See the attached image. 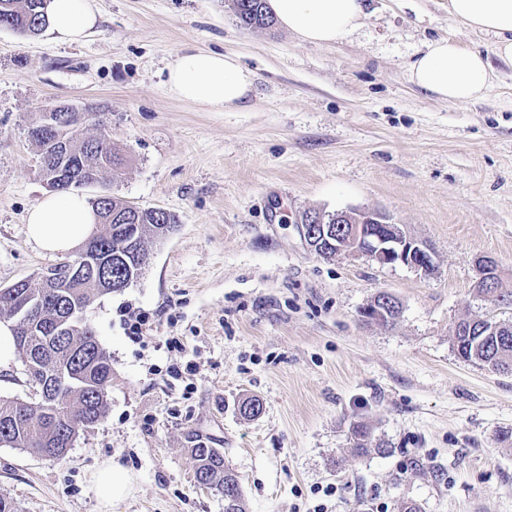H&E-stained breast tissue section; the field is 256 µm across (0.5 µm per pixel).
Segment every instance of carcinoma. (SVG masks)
I'll use <instances>...</instances> for the list:
<instances>
[{
  "label": "carcinoma",
  "instance_id": "obj_1",
  "mask_svg": "<svg viewBox=\"0 0 512 512\" xmlns=\"http://www.w3.org/2000/svg\"><path fill=\"white\" fill-rule=\"evenodd\" d=\"M42 0H0V27L21 34L43 31L49 26L42 13ZM240 26H273L266 0H232ZM71 155L59 157L56 165L69 168L77 157L87 167L99 166L117 178L123 157L104 140L106 132L84 137L68 131ZM100 228L90 237V256L106 265L69 273V265L47 267L32 280L14 288H0V317L14 321L15 346L22 359L26 383L35 398L0 397V446L19 448L31 454L62 459L76 439L77 425H95L105 417L108 388L112 383V357L100 344L86 312L99 297L121 292L137 280L146 265L145 241H162L177 228V216L157 208H140L124 223L117 218L128 203L103 192L91 199ZM477 289L495 308L512 309V289ZM458 355L496 371L512 374V322L488 318L474 321L471 335L454 337ZM359 454L368 452L369 428L353 426ZM197 461L196 480L224 496V512H245L236 474L224 465L218 448L192 449Z\"/></svg>",
  "mask_w": 512,
  "mask_h": 512
}]
</instances>
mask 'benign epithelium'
I'll return each instance as SVG.
<instances>
[{
	"instance_id": "1",
	"label": "benign epithelium",
	"mask_w": 512,
	"mask_h": 512,
	"mask_svg": "<svg viewBox=\"0 0 512 512\" xmlns=\"http://www.w3.org/2000/svg\"><path fill=\"white\" fill-rule=\"evenodd\" d=\"M41 134L49 138L48 152L44 157V166L50 167L53 158L59 154L70 153L69 142L53 118L41 127ZM338 216L349 220V224L336 228L337 253L351 257H363L380 265L403 264L423 274L435 270L433 256L426 244L417 240L398 227H393L394 236L385 238L374 230L376 224H388L390 218L379 211H363L358 215L340 212ZM477 284L482 288H498L500 283L490 277V271L498 264L489 257H480L475 262Z\"/></svg>"
}]
</instances>
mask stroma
<instances>
[{"label": "stroma", "instance_id": "35a3bbf8", "mask_svg": "<svg viewBox=\"0 0 512 512\" xmlns=\"http://www.w3.org/2000/svg\"><path fill=\"white\" fill-rule=\"evenodd\" d=\"M78 43L0 28V287L56 263L25 231L48 194L27 125L71 103L100 113L126 158L111 194L179 220L149 243L142 276L86 317L112 356L105 417L66 459L0 447V493L22 512H101L93 471L109 457L136 477L112 512H224L195 479L192 448H218L246 512H512V374L461 359L453 326L490 312L475 260L512 283V65L448 0H366L333 46L239 26L231 0H97ZM450 37L492 58L493 86L451 104L410 85L409 63ZM187 48L237 54L255 73L245 106L172 98ZM379 210L430 247L435 271L381 266L306 245L307 210ZM382 292L391 326L360 311ZM149 317L132 341L120 314ZM166 336L185 347H161ZM198 374L174 382L173 365ZM256 398L261 414L238 405ZM372 431L356 456L350 428Z\"/></svg>", "mask_w": 512, "mask_h": 512}]
</instances>
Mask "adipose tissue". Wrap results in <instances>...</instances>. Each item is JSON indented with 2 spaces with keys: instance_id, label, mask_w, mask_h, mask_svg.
<instances>
[{
  "instance_id": "obj_1",
  "label": "adipose tissue",
  "mask_w": 512,
  "mask_h": 512,
  "mask_svg": "<svg viewBox=\"0 0 512 512\" xmlns=\"http://www.w3.org/2000/svg\"><path fill=\"white\" fill-rule=\"evenodd\" d=\"M278 25L312 45H333L347 38L365 15L364 0H267ZM448 13L473 32L492 36L494 56L512 64V0H448ZM50 30L57 41L83 40L97 26L96 0H50ZM489 56L453 39L429 42L410 64V84L438 99L465 104L483 97L493 68ZM254 75L238 56L205 50H185L169 65L166 89L175 99L212 111L242 105L251 93ZM96 216L85 197L50 194L28 210L29 241L49 253H67L92 233ZM103 512L134 489L133 474L109 458L92 474Z\"/></svg>"
}]
</instances>
